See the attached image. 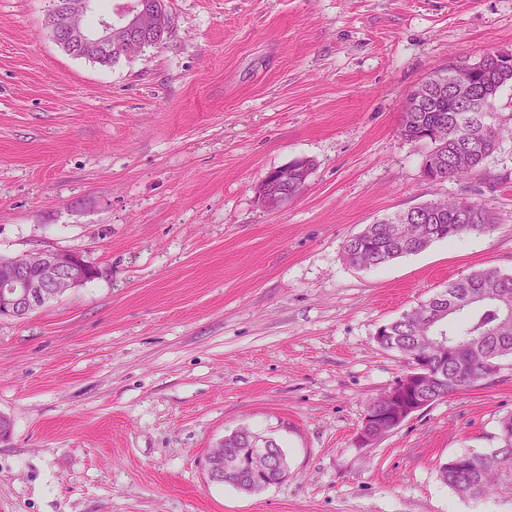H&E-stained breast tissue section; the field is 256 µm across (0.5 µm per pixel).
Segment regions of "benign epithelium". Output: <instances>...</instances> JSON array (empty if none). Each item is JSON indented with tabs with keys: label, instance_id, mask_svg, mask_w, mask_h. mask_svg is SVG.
I'll use <instances>...</instances> for the list:
<instances>
[{
	"label": "benign epithelium",
	"instance_id": "obj_1",
	"mask_svg": "<svg viewBox=\"0 0 512 512\" xmlns=\"http://www.w3.org/2000/svg\"><path fill=\"white\" fill-rule=\"evenodd\" d=\"M50 20L60 21L56 43L68 54L86 56L90 53L98 55L112 52V17L104 16L95 27L88 28L71 20L69 0H52ZM119 21L124 24L128 37L143 40L141 10L129 7ZM488 67L512 70V51L491 50L473 63L452 64L448 66L445 80L419 87L413 97L419 104L434 92L448 91L463 101L464 111L467 112L457 124L472 129L483 120L485 112L489 111V105L486 99L469 95L468 89L471 82L478 79ZM274 185L288 189V169L274 170L265 179V187L261 189L260 197L269 208L282 206L283 194L270 191V187ZM0 269L4 271V275H0V317L18 320L27 318L48 302L80 287L86 278V262L82 256L64 250H38L24 256L9 257L0 263ZM423 309L433 326L453 311L455 306L438 305L433 298L423 303ZM429 374L426 360H415L408 371L387 391L391 408L373 417L371 421L363 422L358 442L363 446L373 445L399 428L414 413L436 402L435 398L424 394ZM245 445L246 448L239 456L227 461L219 456L208 457L209 479L222 483L235 477L264 490L288 477V463L285 461L278 464L279 473L274 478L271 477V471H264L255 465L257 459L272 456L273 449L270 448L269 438L250 436L245 439Z\"/></svg>",
	"mask_w": 512,
	"mask_h": 512
}]
</instances>
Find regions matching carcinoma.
<instances>
[{
    "label": "carcinoma",
    "mask_w": 512,
    "mask_h": 512,
    "mask_svg": "<svg viewBox=\"0 0 512 512\" xmlns=\"http://www.w3.org/2000/svg\"><path fill=\"white\" fill-rule=\"evenodd\" d=\"M152 16L148 39L155 47L164 41L169 30L167 12L159 9L165 0H136ZM484 96L494 103L499 92L512 87V75L485 73L479 78ZM456 106L448 97L434 96L420 111L407 112L400 135L410 142L430 145L427 155L446 157L438 179L465 178L479 169L496 151L498 138L492 128L480 124L483 151L467 152L469 132L456 128ZM439 203H429L412 211L407 221L400 215L367 225L344 245L346 260L359 268H375L404 255L425 250L432 243L454 240L473 232H487L495 223L489 208L476 200L448 202L441 213ZM445 293L459 306L443 323L447 336L457 346L459 362L466 371L458 373L454 363L439 359V352L423 347V337L434 332L423 329L420 318L407 313L385 324L395 336L391 351L408 357L419 353L428 358L431 369L439 376L438 391L448 396L458 389L483 381L486 361L512 356V275L495 268H484L448 284ZM501 445L483 452L455 455L468 466L458 468L447 460L439 465V480L458 496L477 500L487 496L512 502V414L499 420Z\"/></svg>",
    "instance_id": "cac0c4a2"
}]
</instances>
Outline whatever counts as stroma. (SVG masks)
Returning a JSON list of instances; mask_svg holds the SVG:
<instances>
[{
	"label": "stroma",
	"instance_id": "35a3bbf8",
	"mask_svg": "<svg viewBox=\"0 0 512 512\" xmlns=\"http://www.w3.org/2000/svg\"><path fill=\"white\" fill-rule=\"evenodd\" d=\"M163 45L111 65L63 52L47 0H0V255L80 254L98 275L0 318V512H512L438 478L500 445L512 357L375 445L370 399L409 368L379 326L473 271L512 275V88L464 180L423 174L399 128L449 64L512 50V0H167ZM314 167L299 197L267 174ZM469 197L495 226L379 268L366 225ZM246 428L288 476L257 495L206 459ZM288 167L299 169V167L295 165H289ZM288 167L270 172L264 181L267 188L264 187L261 189L260 197L268 208H278L282 206L283 193H288V188L291 189L290 186L288 187ZM274 185L280 186L285 191L281 193L269 191Z\"/></svg>",
	"mask_w": 512,
	"mask_h": 512
}]
</instances>
